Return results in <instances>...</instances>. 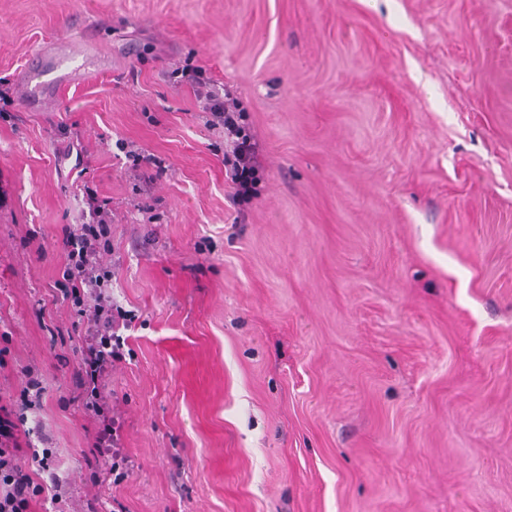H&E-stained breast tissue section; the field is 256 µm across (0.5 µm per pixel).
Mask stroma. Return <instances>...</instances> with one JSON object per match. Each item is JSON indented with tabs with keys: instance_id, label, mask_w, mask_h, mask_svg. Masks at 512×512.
<instances>
[{
	"instance_id": "35a3bbf8",
	"label": "stroma",
	"mask_w": 512,
	"mask_h": 512,
	"mask_svg": "<svg viewBox=\"0 0 512 512\" xmlns=\"http://www.w3.org/2000/svg\"><path fill=\"white\" fill-rule=\"evenodd\" d=\"M53 44L91 74L25 101ZM182 68L245 111L250 203ZM0 88V412L65 484L30 512H512V0H0ZM85 165L117 484L57 288ZM100 401H103L101 394L99 395V401L92 405L94 414L100 420L96 432V446L100 448L104 457L111 456L112 464L110 468H112V475L113 472L115 473L114 483H120L132 472L134 464L125 448H122L119 421L109 415L110 410L102 403L100 404Z\"/></svg>"
}]
</instances>
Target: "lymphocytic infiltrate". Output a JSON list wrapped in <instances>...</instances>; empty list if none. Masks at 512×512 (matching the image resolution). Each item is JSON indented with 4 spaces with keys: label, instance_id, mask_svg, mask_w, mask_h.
Segmentation results:
<instances>
[{
    "label": "lymphocytic infiltrate",
    "instance_id": "1",
    "mask_svg": "<svg viewBox=\"0 0 512 512\" xmlns=\"http://www.w3.org/2000/svg\"><path fill=\"white\" fill-rule=\"evenodd\" d=\"M181 83L195 89L209 115L211 125L220 126L231 141V149L224 159L231 173L241 201H250L259 180L256 163L257 144L241 124L242 112L235 104L207 87L201 70H182ZM90 219L82 224L69 225L65 231L66 262L62 272L65 297L73 298L86 319L90 334L83 344L82 366L89 382H96L107 372L116 357L110 344L113 332L127 314L114 305L108 291L109 271L100 265L102 239L107 231L108 209L95 193H88ZM100 424L96 432V446L103 456L112 460L116 481H123L132 472L134 464L121 444V425L110 416L103 404L93 407ZM33 481L16 443L10 421L0 422V512H27Z\"/></svg>",
    "mask_w": 512,
    "mask_h": 512
}]
</instances>
